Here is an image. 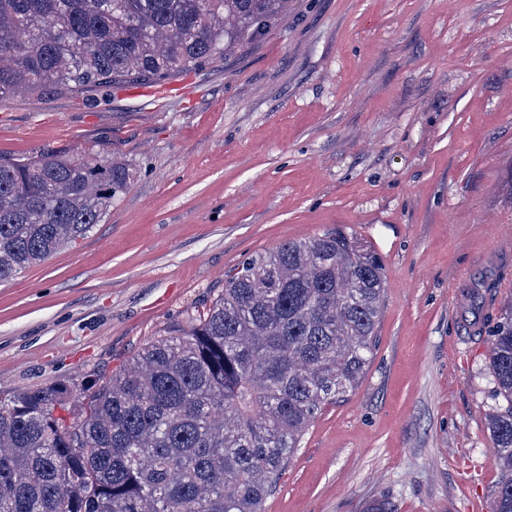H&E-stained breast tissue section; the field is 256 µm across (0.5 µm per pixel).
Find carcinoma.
<instances>
[{"instance_id":"carcinoma-1","label":"carcinoma","mask_w":512,"mask_h":512,"mask_svg":"<svg viewBox=\"0 0 512 512\" xmlns=\"http://www.w3.org/2000/svg\"><path fill=\"white\" fill-rule=\"evenodd\" d=\"M288 0H0V98L221 60ZM95 155L0 157V284L85 239L129 190ZM386 290L340 230L257 253L206 314L90 386L0 398V512H263L323 406L361 382ZM488 430L512 512V308L490 330Z\"/></svg>"}]
</instances>
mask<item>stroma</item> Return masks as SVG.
Here are the masks:
<instances>
[{
	"label": "stroma",
	"mask_w": 512,
	"mask_h": 512,
	"mask_svg": "<svg viewBox=\"0 0 512 512\" xmlns=\"http://www.w3.org/2000/svg\"><path fill=\"white\" fill-rule=\"evenodd\" d=\"M92 153L130 190L0 285V397L120 370L255 253L341 229L381 257L358 388L326 404L265 512H492L488 335L512 304V0H291L159 82L0 98V156Z\"/></svg>",
	"instance_id": "stroma-1"
}]
</instances>
